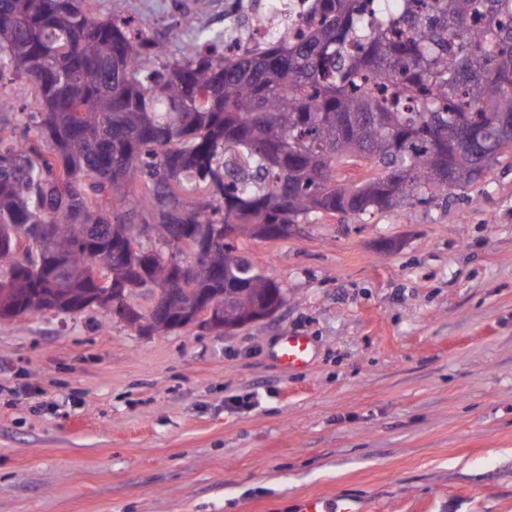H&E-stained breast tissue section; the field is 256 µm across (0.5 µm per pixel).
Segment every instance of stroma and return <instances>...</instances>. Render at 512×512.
Wrapping results in <instances>:
<instances>
[{"mask_svg": "<svg viewBox=\"0 0 512 512\" xmlns=\"http://www.w3.org/2000/svg\"><path fill=\"white\" fill-rule=\"evenodd\" d=\"M127 0L170 55L228 0ZM35 109L0 84V138ZM235 243L275 314L147 335L98 309L0 324V512H512V156L426 205ZM307 336L288 370L281 336ZM312 353L306 336H283L276 351L275 360L288 369H302L310 363ZM298 512H359L357 501L350 496H336L327 499L305 496L298 500Z\"/></svg>", "mask_w": 512, "mask_h": 512, "instance_id": "1", "label": "stroma"}]
</instances>
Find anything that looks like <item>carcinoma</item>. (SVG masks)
<instances>
[{"instance_id":"carcinoma-1","label":"carcinoma","mask_w":512,"mask_h":512,"mask_svg":"<svg viewBox=\"0 0 512 512\" xmlns=\"http://www.w3.org/2000/svg\"><path fill=\"white\" fill-rule=\"evenodd\" d=\"M311 2L319 20L296 38L278 25L238 58L222 35L176 58L141 38L125 0L106 19L88 0H0V82L33 86L22 121L39 130L0 138V323L111 316L96 292L125 305L174 284L226 318L241 290L278 309L283 289L219 226L285 238L312 213L446 197L512 155V0ZM140 179L145 193L102 205ZM142 229L160 250H132ZM199 237L196 258L182 239ZM183 311L168 304L167 328Z\"/></svg>"}]
</instances>
